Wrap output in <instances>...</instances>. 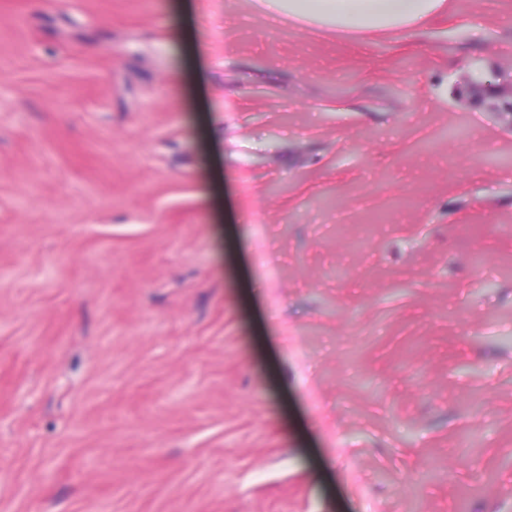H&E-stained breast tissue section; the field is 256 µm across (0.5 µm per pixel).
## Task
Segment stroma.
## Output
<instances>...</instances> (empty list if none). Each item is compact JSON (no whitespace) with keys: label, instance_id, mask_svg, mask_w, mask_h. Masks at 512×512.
<instances>
[{"label":"stroma","instance_id":"obj_1","mask_svg":"<svg viewBox=\"0 0 512 512\" xmlns=\"http://www.w3.org/2000/svg\"><path fill=\"white\" fill-rule=\"evenodd\" d=\"M492 69L512 0H0V512H512ZM443 0H260L264 11L336 29L381 30L422 25Z\"/></svg>","mask_w":512,"mask_h":512}]
</instances>
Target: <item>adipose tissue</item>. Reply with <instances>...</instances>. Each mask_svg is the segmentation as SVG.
<instances>
[{
  "label": "adipose tissue",
  "mask_w": 512,
  "mask_h": 512,
  "mask_svg": "<svg viewBox=\"0 0 512 512\" xmlns=\"http://www.w3.org/2000/svg\"><path fill=\"white\" fill-rule=\"evenodd\" d=\"M264 9L339 29L381 30L422 25L442 0H260Z\"/></svg>",
  "instance_id": "ef3b65f1"
}]
</instances>
